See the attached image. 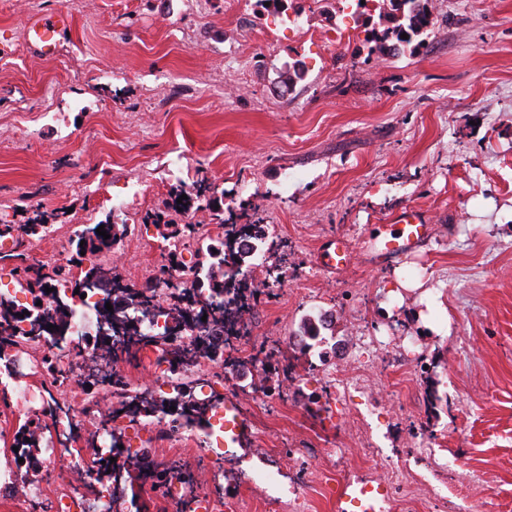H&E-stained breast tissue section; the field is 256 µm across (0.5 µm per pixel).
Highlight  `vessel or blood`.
Instances as JSON below:
<instances>
[{"label": "vessel or blood", "mask_w": 512, "mask_h": 512, "mask_svg": "<svg viewBox=\"0 0 512 512\" xmlns=\"http://www.w3.org/2000/svg\"><path fill=\"white\" fill-rule=\"evenodd\" d=\"M70 27L71 19L66 13L34 15L26 22V38L35 50L48 58L56 53L64 33ZM432 232L426 212L414 208L406 209L395 216L388 233L369 241L366 247L367 256L373 263H385L430 240ZM351 258L349 246L335 238L327 240L319 254L320 263L333 270L347 267Z\"/></svg>", "instance_id": "obj_1"}]
</instances>
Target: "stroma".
I'll return each instance as SVG.
<instances>
[{
	"instance_id": "stroma-1",
	"label": "stroma",
	"mask_w": 512,
	"mask_h": 512,
	"mask_svg": "<svg viewBox=\"0 0 512 512\" xmlns=\"http://www.w3.org/2000/svg\"><path fill=\"white\" fill-rule=\"evenodd\" d=\"M329 2L291 0L283 22L256 0H0V215L31 200L62 212L29 241L44 262L117 214L120 272L141 283L166 262L144 214L205 177L225 210L248 202L287 241L286 278L236 341L243 368L220 393L251 385L263 346L304 357L280 394L243 403L247 444L224 451L220 412L210 437L122 430L125 450L214 473L204 491L221 512H286L273 499L291 489L306 512H360L354 494L381 467L365 438L422 449L415 471L462 485L450 506L418 489L417 512H512V0H432L426 49L372 58L361 16ZM52 11L72 26L46 59L24 27ZM408 207L433 238L367 264L365 242ZM333 236L354 255L337 273L316 262ZM324 315L302 347L303 321ZM362 356L369 389L334 403L335 370L355 376Z\"/></svg>"
}]
</instances>
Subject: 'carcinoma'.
I'll return each mask as SVG.
<instances>
[{
    "instance_id": "1",
    "label": "carcinoma",
    "mask_w": 512,
    "mask_h": 512,
    "mask_svg": "<svg viewBox=\"0 0 512 512\" xmlns=\"http://www.w3.org/2000/svg\"><path fill=\"white\" fill-rule=\"evenodd\" d=\"M367 24L371 25L368 42L371 51L385 56H398L405 52L415 54L426 46V36L435 25L428 0H378L369 9ZM407 38H401L402 34ZM187 198L182 204L177 199ZM206 210L211 221L220 226L221 232L209 238V243L199 244L198 253L205 259L199 263L193 283L187 285L172 275L180 267L182 251L178 243H194L199 237V225L179 224L175 216L188 211ZM23 222L0 220V243L11 241L8 249L0 247V265H11V274L21 290L32 297V304L23 306L15 297L0 292V357H5L21 343H45L64 350L74 340L68 320L72 304L81 295H100L94 302L98 328L112 330V337H94L95 360L105 362L102 376L93 371L83 377L82 385L95 388L119 399V407H111L98 415L97 431L89 434L87 447L96 448L101 439L108 438L109 456L97 464L95 484L85 486L86 491L109 492L111 512H127L130 504L141 512V492L155 494L166 487L169 479H193V472L186 467L156 463L148 455L128 458L129 466L110 465V456L121 454L122 431L113 422L124 417L131 424H141L149 417H170L180 427L206 430L212 427L209 413L222 404V398H200L196 393L198 380L193 368L206 358L227 374L240 366L234 355L233 340L247 330L245 315L253 310L254 290L241 277L245 259L238 250L240 241L252 238L256 252L267 262L264 288L273 293L280 286L283 264L287 262V245L281 240L268 238L260 221L255 219L252 208L242 203L239 210L224 216V190L203 180L194 181L180 189L167 210L146 216L154 224L161 239L168 243L166 265L159 275L141 284L129 282L105 266L104 260L112 256L127 230L106 218L96 224H87L76 232L74 252L63 262L45 264L30 259L26 241L49 230L59 218L54 210L42 203L27 205L21 213ZM104 226L110 238L97 233ZM98 261L84 263L86 256ZM224 267L221 277L213 275L214 266ZM52 292H45V287ZM42 305H37V302ZM111 304L113 311L106 309ZM55 326V330L48 326ZM151 349L162 352L157 364L167 365L165 373L172 388L166 400H156L147 389L130 388L116 376L112 364L119 361H136L140 353ZM176 410H171V407ZM43 417L51 423L29 422L16 430L12 446L40 448L44 435L56 437L58 443L67 445L75 439L70 408L55 398L44 404ZM136 471L139 490H128V478Z\"/></svg>"
}]
</instances>
